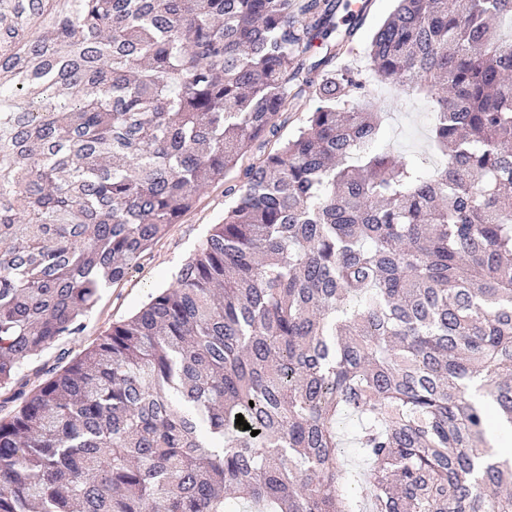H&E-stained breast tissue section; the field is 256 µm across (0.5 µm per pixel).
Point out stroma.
<instances>
[{
	"label": "stroma",
	"mask_w": 512,
	"mask_h": 512,
	"mask_svg": "<svg viewBox=\"0 0 512 512\" xmlns=\"http://www.w3.org/2000/svg\"><path fill=\"white\" fill-rule=\"evenodd\" d=\"M395 0H370L364 22L354 34L351 50L341 63L354 72L367 75L365 98L383 112L381 149L410 160L433 166L436 157L430 147L429 133L433 115L422 97L409 95L390 84L370 79L367 46L376 27L395 9ZM225 183L201 189L195 205L156 243L140 268L122 284L106 288L87 317L83 334L65 339L66 349L77 352L86 347L111 323L133 313L155 288L167 284L178 266L198 247L211 225L219 223L231 203Z\"/></svg>",
	"instance_id": "35a3bbf8"
}]
</instances>
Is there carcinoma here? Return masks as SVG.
<instances>
[{"instance_id": "cac0c4a2", "label": "carcinoma", "mask_w": 512, "mask_h": 512, "mask_svg": "<svg viewBox=\"0 0 512 512\" xmlns=\"http://www.w3.org/2000/svg\"><path fill=\"white\" fill-rule=\"evenodd\" d=\"M397 2L368 57L432 104L431 175L350 103L366 0H0V512H512L478 453L512 427V0ZM233 172L169 284L21 373ZM312 103L306 101V97L300 99L293 98V93L288 94L283 105V117L287 116L288 122L282 128L280 134L283 140L292 136L307 116V111L311 108Z\"/></svg>"}]
</instances>
